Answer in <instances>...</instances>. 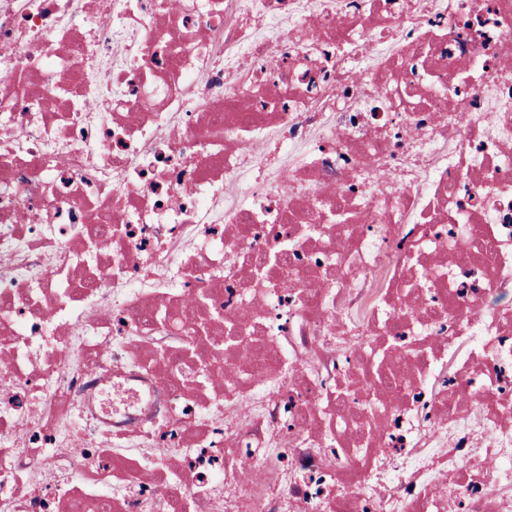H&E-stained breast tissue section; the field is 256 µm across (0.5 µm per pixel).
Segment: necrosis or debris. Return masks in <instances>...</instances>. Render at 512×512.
Wrapping results in <instances>:
<instances>
[{"label": "necrosis or debris", "mask_w": 512, "mask_h": 512, "mask_svg": "<svg viewBox=\"0 0 512 512\" xmlns=\"http://www.w3.org/2000/svg\"><path fill=\"white\" fill-rule=\"evenodd\" d=\"M1 503L512 512V0H0Z\"/></svg>", "instance_id": "necrosis-or-debris-1"}]
</instances>
